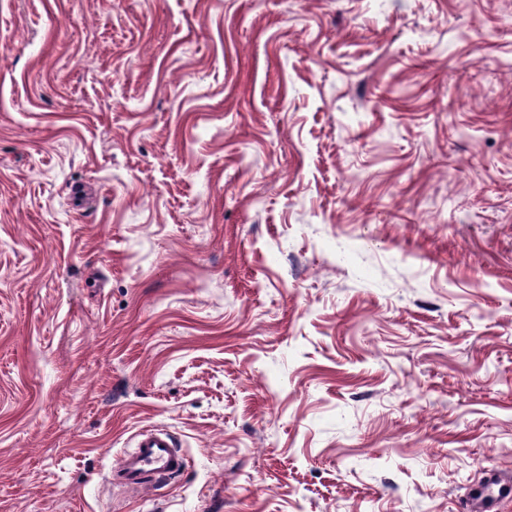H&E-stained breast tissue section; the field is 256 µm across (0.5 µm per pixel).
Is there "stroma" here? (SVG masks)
Returning a JSON list of instances; mask_svg holds the SVG:
<instances>
[{
    "label": "stroma",
    "instance_id": "1",
    "mask_svg": "<svg viewBox=\"0 0 512 512\" xmlns=\"http://www.w3.org/2000/svg\"><path fill=\"white\" fill-rule=\"evenodd\" d=\"M188 460L113 485L135 434ZM512 481V0H0V512H463Z\"/></svg>",
    "mask_w": 512,
    "mask_h": 512
}]
</instances>
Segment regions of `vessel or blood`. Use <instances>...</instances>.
I'll use <instances>...</instances> for the list:
<instances>
[{"label": "vessel or blood", "instance_id": "obj_1", "mask_svg": "<svg viewBox=\"0 0 512 512\" xmlns=\"http://www.w3.org/2000/svg\"><path fill=\"white\" fill-rule=\"evenodd\" d=\"M185 456L176 448L168 434L154 427L139 432L135 446L113 468L112 480L130 489H144L149 483H162L182 471ZM512 497V483L505 485L491 480L471 496L468 512H497L500 501Z\"/></svg>", "mask_w": 512, "mask_h": 512}]
</instances>
